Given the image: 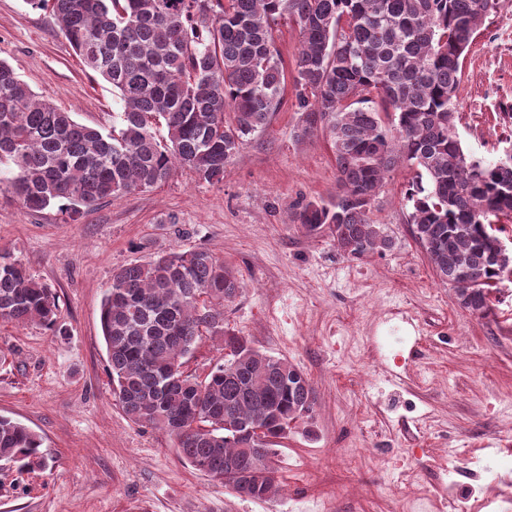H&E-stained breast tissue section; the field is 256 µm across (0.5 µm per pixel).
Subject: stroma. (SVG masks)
Listing matches in <instances>:
<instances>
[{
  "instance_id": "35a3bbf8",
  "label": "stroma",
  "mask_w": 512,
  "mask_h": 512,
  "mask_svg": "<svg viewBox=\"0 0 512 512\" xmlns=\"http://www.w3.org/2000/svg\"><path fill=\"white\" fill-rule=\"evenodd\" d=\"M52 0H0V60L80 123L111 128L121 103L85 69ZM456 131L488 161L512 151V8L490 17L463 62ZM293 82L261 130L210 184L182 168L158 187L72 219L0 192V250L59 297L55 328L0 321V416L43 440L46 468H0V512H395L402 494L444 503L454 479L469 512H512V484L474 490L477 473L512 446V280L482 318L461 309L408 224L412 169L387 173L371 217L391 249L361 258L294 223L310 201L340 191L323 130L298 137ZM208 249L238 271L224 326L307 375L313 417L278 440L281 493L236 496L193 469L165 432L130 421L112 397L100 305L117 268ZM403 460L412 481L386 478Z\"/></svg>"
}]
</instances>
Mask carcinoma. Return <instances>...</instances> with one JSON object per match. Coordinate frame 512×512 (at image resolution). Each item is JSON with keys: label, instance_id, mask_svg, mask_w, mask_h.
Segmentation results:
<instances>
[{"label": "carcinoma", "instance_id": "cac0c4a2", "mask_svg": "<svg viewBox=\"0 0 512 512\" xmlns=\"http://www.w3.org/2000/svg\"><path fill=\"white\" fill-rule=\"evenodd\" d=\"M502 2L54 0L59 31L122 111L110 129L78 123L0 61V161L16 167L5 188L30 210L66 200L80 214L152 189L178 167L223 182L280 102L287 73L272 31L286 17L301 36L298 136L326 131L341 186L336 202H309L294 222L356 258L390 249L371 205L385 174L406 164L416 172L406 193L415 239L442 281L467 283L455 289L460 307L486 317L501 280L492 224L512 218V162L475 159L455 120L465 54ZM239 290L234 269L207 249L158 254L112 274L100 326L125 415L173 437L181 458L234 494L270 500L280 492L274 443L313 412L314 394L288 359L224 329V303ZM58 313L51 288L0 251V320L50 328ZM205 333L224 337L229 353L199 381L183 365ZM42 445L0 416V462L43 469ZM230 461L238 471L226 478Z\"/></svg>", "mask_w": 512, "mask_h": 512}]
</instances>
